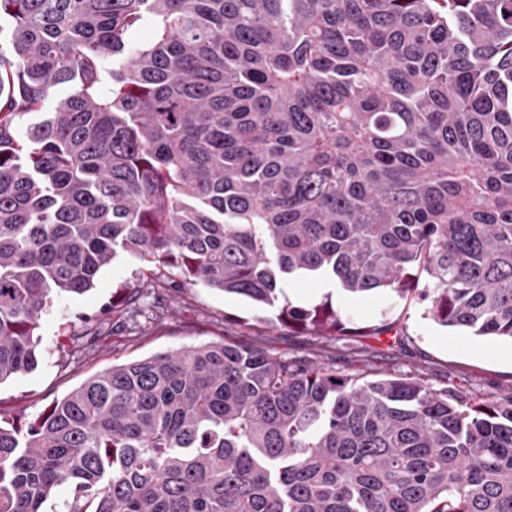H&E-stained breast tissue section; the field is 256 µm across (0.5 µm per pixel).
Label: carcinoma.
<instances>
[{
  "instance_id": "carcinoma-1",
  "label": "carcinoma",
  "mask_w": 512,
  "mask_h": 512,
  "mask_svg": "<svg viewBox=\"0 0 512 512\" xmlns=\"http://www.w3.org/2000/svg\"><path fill=\"white\" fill-rule=\"evenodd\" d=\"M121 252L324 336L290 278L422 276L512 341V0H0V384ZM0 512H512V396L159 353L0 416Z\"/></svg>"
}]
</instances>
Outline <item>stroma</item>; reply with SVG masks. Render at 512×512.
I'll use <instances>...</instances> for the list:
<instances>
[{
    "label": "stroma",
    "mask_w": 512,
    "mask_h": 512,
    "mask_svg": "<svg viewBox=\"0 0 512 512\" xmlns=\"http://www.w3.org/2000/svg\"><path fill=\"white\" fill-rule=\"evenodd\" d=\"M150 267L123 254L101 271L91 291L43 311L38 365L0 384V414L35 417L91 375L158 352L224 340L266 350L304 365L327 366L364 380L417 377L473 401L512 393V341L437 325L416 298L376 292L355 295L331 280L299 277L287 299L307 307L331 299L347 331L318 336L278 322L277 311L203 285L156 288ZM157 307L159 320L130 328L117 312L125 300Z\"/></svg>",
    "instance_id": "35a3bbf8"
}]
</instances>
